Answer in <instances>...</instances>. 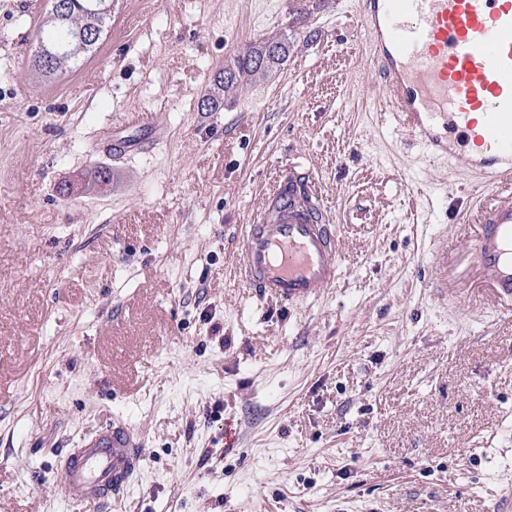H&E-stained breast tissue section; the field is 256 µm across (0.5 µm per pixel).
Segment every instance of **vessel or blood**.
<instances>
[{"mask_svg": "<svg viewBox=\"0 0 512 512\" xmlns=\"http://www.w3.org/2000/svg\"><path fill=\"white\" fill-rule=\"evenodd\" d=\"M374 81L427 155L463 161L496 197L467 251L495 300L512 304V0H357ZM240 281L291 310L335 287L340 238L316 179L286 167L239 241ZM141 444L113 421L60 459L65 496L103 512L137 472Z\"/></svg>", "mask_w": 512, "mask_h": 512, "instance_id": "1", "label": "vessel or blood"}]
</instances>
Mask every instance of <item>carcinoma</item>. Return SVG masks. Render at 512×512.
Here are the masks:
<instances>
[{
  "instance_id": "carcinoma-1",
  "label": "carcinoma",
  "mask_w": 512,
  "mask_h": 512,
  "mask_svg": "<svg viewBox=\"0 0 512 512\" xmlns=\"http://www.w3.org/2000/svg\"><path fill=\"white\" fill-rule=\"evenodd\" d=\"M66 9L57 16L44 15L38 22L36 47L48 50L60 43L68 44L65 51H56V56L44 61L38 54H33V65L38 73L53 79L75 65L87 54L84 49L86 41L79 38L77 31L82 25L83 11L92 4L99 5L108 0H64ZM288 56V42L283 39H265L247 48L238 57L235 66L224 69L218 84L224 90L238 87L256 77L267 73L273 66Z\"/></svg>"
}]
</instances>
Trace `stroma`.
<instances>
[{
  "label": "stroma",
  "mask_w": 512,
  "mask_h": 512,
  "mask_svg": "<svg viewBox=\"0 0 512 512\" xmlns=\"http://www.w3.org/2000/svg\"><path fill=\"white\" fill-rule=\"evenodd\" d=\"M355 8L112 0L45 81V0H0V512H81L57 457L115 418L143 462L104 512H512V308L461 255L459 300L433 288L495 194L409 145ZM265 38L286 60L219 92ZM291 163L341 275L288 312L236 280L231 242Z\"/></svg>",
  "instance_id": "1"
}]
</instances>
